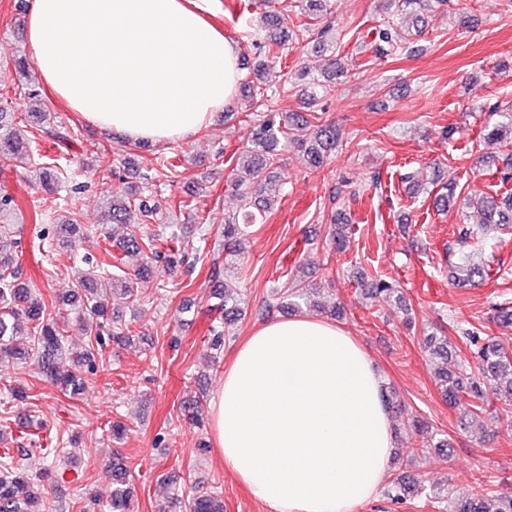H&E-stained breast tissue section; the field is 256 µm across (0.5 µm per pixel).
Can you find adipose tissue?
Returning <instances> with one entry per match:
<instances>
[{"label": "adipose tissue", "instance_id": "obj_1", "mask_svg": "<svg viewBox=\"0 0 512 512\" xmlns=\"http://www.w3.org/2000/svg\"><path fill=\"white\" fill-rule=\"evenodd\" d=\"M210 0H31L42 82L98 127L176 143L235 91L239 56ZM368 353L310 316L266 322L236 350L210 405L216 451L270 512H355L392 466V413Z\"/></svg>", "mask_w": 512, "mask_h": 512}]
</instances>
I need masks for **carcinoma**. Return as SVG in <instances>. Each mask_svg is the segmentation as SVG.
<instances>
[{
    "instance_id": "1",
    "label": "carcinoma",
    "mask_w": 512,
    "mask_h": 512,
    "mask_svg": "<svg viewBox=\"0 0 512 512\" xmlns=\"http://www.w3.org/2000/svg\"><path fill=\"white\" fill-rule=\"evenodd\" d=\"M408 32L395 21H387L375 29L372 41H362L361 49L372 50L377 59L408 50ZM252 45L263 56V62L250 67L246 57H241L240 90L248 97L260 102L273 100L277 89L270 84L269 75L276 63L288 56L289 46L284 39L268 43L254 41ZM14 69L23 74V81L16 85L15 92L27 99L40 97L38 90L26 76L27 60L23 51L14 48L9 55ZM497 120L482 130L483 142L488 145L512 144V110L506 112L492 107ZM306 127L310 129V144L304 145L306 168L324 167L341 146V134L336 126L327 123L321 114L314 112L309 119H299L293 113L283 114L270 111L262 116L259 123L250 129L249 143L237 159L246 170L248 178L234 181V189L243 208V219L235 215L224 217V274L241 270V248L238 236L244 234L253 224H261L273 202L265 196L268 182L273 178L278 163V146L289 139V132ZM39 138L57 144H70L78 140L77 128L69 127L51 118L49 112H28L3 123L0 113V154L19 164L30 160L32 143ZM68 159H56V165L43 171L42 186L45 191H57L56 182L67 172ZM458 184L450 181L436 193L434 204L445 208L455 199ZM66 215L56 219L53 234L45 241V252H61L73 249L77 242L78 215L77 197L62 199ZM478 208L482 224L486 227L512 223V197L499 199L492 195L478 198ZM18 210L15 197L9 193L0 195V362L6 358L27 359L36 357L41 375L72 397L79 395L85 380L82 373L94 374L102 364L103 351L112 342L125 345L133 341L134 330L127 326L119 331L109 328L107 308L98 298V283L106 281L113 290L120 292L125 299L136 300L133 278L114 274L112 264L103 262L93 270H77L76 289L61 299L62 305L73 307L82 315L75 317L76 325L85 336V345L79 354L72 357L74 368L65 366L68 355L69 320L60 312L47 311L46 304L26 286L23 271L14 263L13 253L18 242L14 238L13 215ZM161 206L150 194L138 198H118L112 194L106 200L105 217L112 224H126L132 214L140 216V223L152 224L157 221ZM332 230L329 232L331 250L336 253L347 251L348 236L336 231L338 217H332ZM176 234L166 235L150 232L140 237L122 241L120 249L129 255L143 254L149 260L162 263L173 271L185 264L186 252L172 246ZM465 281H484L489 276V266L474 264L463 256L457 263ZM215 272V278H220ZM366 295L389 299L399 292L397 285L386 278H375L364 285ZM309 285L301 280L285 283L284 289L276 291L269 300L271 309L295 312L308 305ZM219 300L217 310L224 315L216 318L211 326L209 349L214 360H219L230 327L236 320L240 293L224 285L213 291ZM469 344L472 366L466 377L459 376L460 364L446 363L438 368L441 393L448 406L459 414L461 424L493 406L503 411H512V346L494 337H482L479 328L473 326L463 336ZM429 350L445 358L452 354V342L446 331L440 335L426 336ZM44 454L51 458V468L31 474L22 471L14 464V454L26 453L28 449L6 448L0 455V512H66L62 505L48 503L45 496V483L57 488L69 483L66 474L70 471L66 449L58 447V438L47 440ZM112 500L111 512H131L134 488L129 470L119 452L112 453ZM385 495L395 503H403L411 498L445 504L448 512H512V495L500 493L491 485L478 486L466 493H458L452 488L443 490L429 485L420 477L411 474L401 475L392 480L384 490ZM186 512H224V498L220 487L210 491H197L188 495Z\"/></svg>"
}]
</instances>
